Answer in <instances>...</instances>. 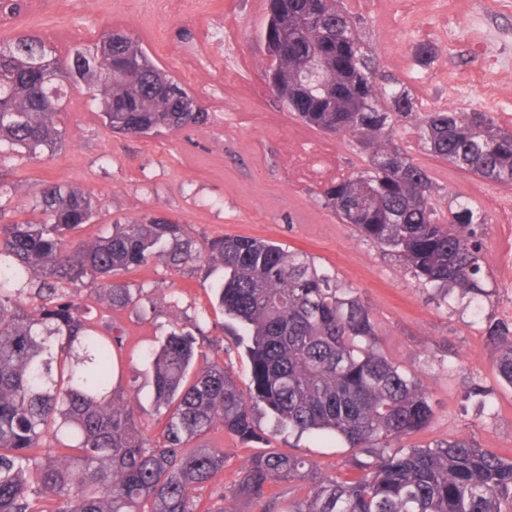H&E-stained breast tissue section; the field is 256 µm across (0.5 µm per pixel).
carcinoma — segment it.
<instances>
[{"label":"carcinoma","instance_id":"cac0c4a2","mask_svg":"<svg viewBox=\"0 0 512 512\" xmlns=\"http://www.w3.org/2000/svg\"><path fill=\"white\" fill-rule=\"evenodd\" d=\"M364 30L340 0H269L268 85L300 122L349 138L366 156L364 168L323 191L340 223L425 287L487 297L486 215L456 198L443 213L435 181L396 144L394 127L417 120L427 152L500 184H512V131L488 112L418 111L406 83L367 53ZM101 49L112 77L87 91L111 132L141 137L209 123L194 95L120 31L72 55ZM71 63L34 36L0 39V157L63 148L58 118L66 86L78 79L59 71ZM32 211L41 219L0 224V512H198L190 491L224 469V449L188 443L218 424L242 441L259 438L258 404L278 431L332 433L373 454L353 461L354 479L312 483L289 512H512V458L465 439L388 452L390 441L430 421L428 393L379 350L355 291L307 255L240 235L198 245L162 214L117 222L72 248L99 205L54 183L39 189ZM161 251L175 267L202 260L224 270L214 294L251 336L252 379L243 391L195 336L171 332L147 354L164 418L149 440L135 397L113 385L122 337L112 313L135 302L115 276ZM70 288L93 291L105 314L87 317ZM486 336L499 346L498 376L512 387V322L489 319ZM43 444V458L29 454ZM308 468L296 454L254 456L231 496L260 499L281 479H306Z\"/></svg>","mask_w":512,"mask_h":512}]
</instances>
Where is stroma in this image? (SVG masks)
<instances>
[{
	"mask_svg": "<svg viewBox=\"0 0 512 512\" xmlns=\"http://www.w3.org/2000/svg\"><path fill=\"white\" fill-rule=\"evenodd\" d=\"M66 2L62 9L57 0L30 2L0 35L37 36L55 52L61 32L68 34V46L74 49L90 44L95 34L115 24L134 38L149 28L154 40L147 50L154 59L200 105L218 102L222 109L201 128L125 137L107 130L85 89L74 87L71 104L59 119L64 147L35 160L14 152L1 163L10 171V187L0 197L8 216H30L40 184L52 182L92 194L108 222L155 212L182 224L186 235L199 242L245 235L306 253L318 267L335 273L341 287L355 289L372 313L385 356L421 380L428 392L434 410L431 420L421 430L392 441V448L464 438L512 457V387L498 377L499 352L483 331L484 318L497 314L498 292L479 300L457 291L444 300L435 298L432 289L420 286L395 257L354 236L323 205L326 179L312 176L305 165L295 174L284 171L282 159L297 145L308 156L334 159L346 175L363 167L365 158L342 137L312 129L307 138H296L298 120L281 107L266 83V14L254 11V0H194L189 16L178 0ZM470 2L387 0L382 11L370 6L360 15L370 29L369 47L386 71L404 80L420 74V82L410 86L420 111H487L510 129L512 75L499 77L489 68L473 33ZM230 14L241 23L237 56L247 66L239 70L237 81L228 83L211 42ZM421 43L436 49V58L427 67L415 59ZM474 71L497 82L500 95L495 104L486 103L481 88L451 87L449 75ZM396 136L399 145L428 168L441 189V202L468 194L474 176L428 154L416 121L399 124ZM120 279L130 285L137 302L115 315L123 334L119 383L125 389L137 386V415L146 437L157 435L163 422L152 406L144 356L172 326L191 332L202 329L203 351L223 362L241 389H249V339L237 335L235 321L212 308L211 279L204 263L175 267L159 255ZM477 386L488 393L487 407H480L470 395ZM256 418L264 439L244 444L220 426L201 438V445L221 448L226 455L223 470L193 492L205 512L217 503L230 512H286L289 502L305 495L306 483L285 479L263 499H230L229 490L257 453L301 455L311 463L314 480L354 475L352 458H369L332 436L273 434L274 422L266 411H258Z\"/></svg>",
	"mask_w": 512,
	"mask_h": 512,
	"instance_id": "1",
	"label": "stroma"
}]
</instances>
